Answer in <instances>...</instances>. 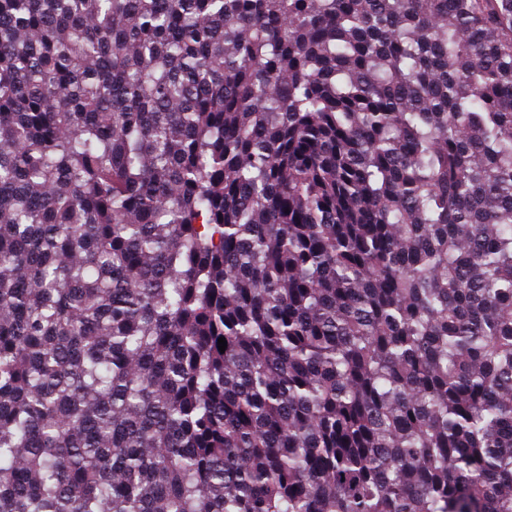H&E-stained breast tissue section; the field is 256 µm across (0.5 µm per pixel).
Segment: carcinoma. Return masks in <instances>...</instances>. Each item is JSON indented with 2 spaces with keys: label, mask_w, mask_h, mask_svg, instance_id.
Here are the masks:
<instances>
[{
  "label": "carcinoma",
  "mask_w": 512,
  "mask_h": 512,
  "mask_svg": "<svg viewBox=\"0 0 512 512\" xmlns=\"http://www.w3.org/2000/svg\"><path fill=\"white\" fill-rule=\"evenodd\" d=\"M0 512H512V0H0Z\"/></svg>",
  "instance_id": "obj_1"
}]
</instances>
